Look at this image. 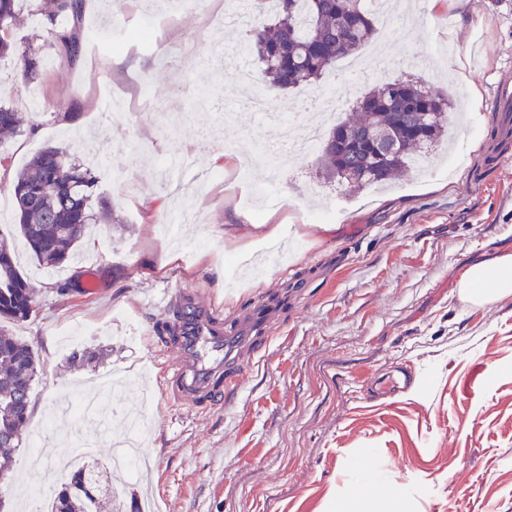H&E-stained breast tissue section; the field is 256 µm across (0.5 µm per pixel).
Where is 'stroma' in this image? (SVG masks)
I'll return each mask as SVG.
<instances>
[{
	"label": "stroma",
	"mask_w": 512,
	"mask_h": 512,
	"mask_svg": "<svg viewBox=\"0 0 512 512\" xmlns=\"http://www.w3.org/2000/svg\"><path fill=\"white\" fill-rule=\"evenodd\" d=\"M254 0H195L178 8L172 44L192 38L205 64L197 70L146 52L112 50L116 27L88 10L98 30L91 54L69 63L40 51L37 80L20 79L14 58L0 59V101L19 111L38 102L34 126L0 146V198L17 169L43 146L67 143L91 168L95 196L114 220L88 231L79 259L49 278L20 250L15 212L0 210V244L37 292L27 320L10 331L38 351L35 401L21 433L0 512H27L29 492L53 498L59 467L79 431L53 406L95 377H140L154 422L143 452L149 472L126 475L100 512L148 497L154 512H323L357 483L349 460L368 454L384 485L404 493L405 512H512V296L474 306L458 295L470 265L512 249V165H490L492 131L512 102L490 111L499 75L512 67V0H409L379 22L384 58L358 79L360 90L421 78L453 107L447 146L428 173L396 176L382 189L348 192L324 180L317 152L270 182L261 210L233 188L219 139L264 149L280 145L300 105L316 106L329 87L266 89L269 116L256 122L235 67L258 71L240 50L247 26L214 22L216 12ZM111 93L98 92L102 73ZM147 84L160 104L181 114L168 137L156 114L135 98ZM479 91L481 104L471 93ZM286 231L273 247L255 244L261 225ZM95 280V290L85 288ZM204 286L225 312L276 292L277 316L240 362L241 381L219 405L186 413L163 393L145 335L171 327L177 308L162 293ZM89 329L82 343L100 362L74 364L72 320ZM412 372L408 389L380 395L370 379ZM50 424L55 452L34 469L27 446Z\"/></svg>",
	"instance_id": "obj_1"
}]
</instances>
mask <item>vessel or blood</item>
<instances>
[{
  "instance_id": "vessel-or-blood-1",
  "label": "vessel or blood",
  "mask_w": 512,
  "mask_h": 512,
  "mask_svg": "<svg viewBox=\"0 0 512 512\" xmlns=\"http://www.w3.org/2000/svg\"><path fill=\"white\" fill-rule=\"evenodd\" d=\"M165 302L181 315L164 348L153 350L152 359L164 361L168 352H175V361L165 367V393L187 409L219 400L225 382H237L234 368L239 354L253 347L277 314L274 306L257 301L234 323L225 324L223 303L205 298L200 288L175 289Z\"/></svg>"
}]
</instances>
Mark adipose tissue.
<instances>
[{
    "label": "adipose tissue",
    "instance_id": "1",
    "mask_svg": "<svg viewBox=\"0 0 512 512\" xmlns=\"http://www.w3.org/2000/svg\"><path fill=\"white\" fill-rule=\"evenodd\" d=\"M457 286L464 299L482 305L512 295V252L498 253L491 261L476 263L460 276ZM361 480L350 493L348 512H377L381 484L368 468L366 457L353 461Z\"/></svg>",
    "mask_w": 512,
    "mask_h": 512
}]
</instances>
